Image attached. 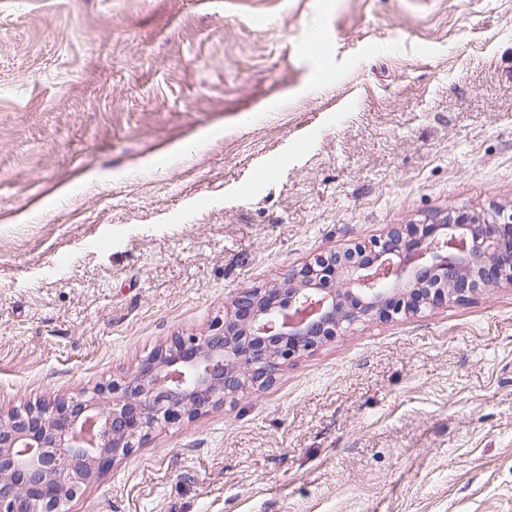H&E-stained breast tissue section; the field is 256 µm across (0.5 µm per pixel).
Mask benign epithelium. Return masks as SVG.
Segmentation results:
<instances>
[{
  "mask_svg": "<svg viewBox=\"0 0 512 512\" xmlns=\"http://www.w3.org/2000/svg\"><path fill=\"white\" fill-rule=\"evenodd\" d=\"M512 286V210H456L400 224L373 243L319 255L276 288L235 296L204 336L143 359L91 395L0 416V512H57L154 425L176 422L256 384L334 338L343 324L391 320Z\"/></svg>",
  "mask_w": 512,
  "mask_h": 512,
  "instance_id": "7a95c632",
  "label": "benign epithelium"
}]
</instances>
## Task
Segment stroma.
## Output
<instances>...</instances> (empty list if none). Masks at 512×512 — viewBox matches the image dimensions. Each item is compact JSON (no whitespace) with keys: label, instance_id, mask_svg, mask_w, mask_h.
<instances>
[{"label":"stroma","instance_id":"1","mask_svg":"<svg viewBox=\"0 0 512 512\" xmlns=\"http://www.w3.org/2000/svg\"><path fill=\"white\" fill-rule=\"evenodd\" d=\"M510 206L512 0H0L2 413ZM58 512H512V286L344 327Z\"/></svg>","mask_w":512,"mask_h":512}]
</instances>
